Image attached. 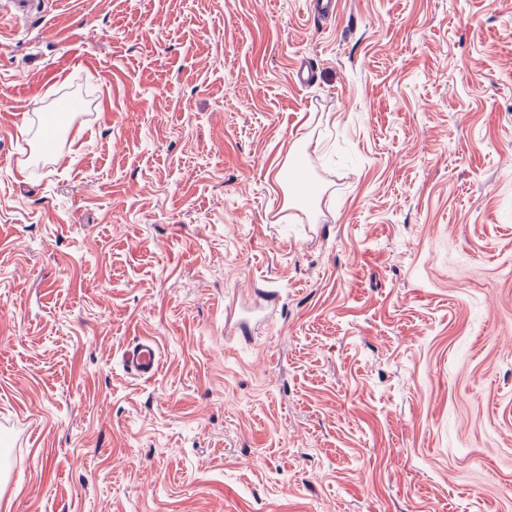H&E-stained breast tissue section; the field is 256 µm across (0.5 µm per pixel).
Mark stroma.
I'll return each instance as SVG.
<instances>
[{
  "label": "stroma",
  "instance_id": "stroma-1",
  "mask_svg": "<svg viewBox=\"0 0 512 512\" xmlns=\"http://www.w3.org/2000/svg\"><path fill=\"white\" fill-rule=\"evenodd\" d=\"M0 512H512V0L0 8ZM272 302L270 296H264L260 297L254 306L243 305L235 320H233L234 314L230 312L226 325L240 336H251L265 319L260 314L261 310L272 307ZM122 359L126 372L141 379L153 378L160 369L159 350L149 339L127 348Z\"/></svg>",
  "mask_w": 512,
  "mask_h": 512
}]
</instances>
